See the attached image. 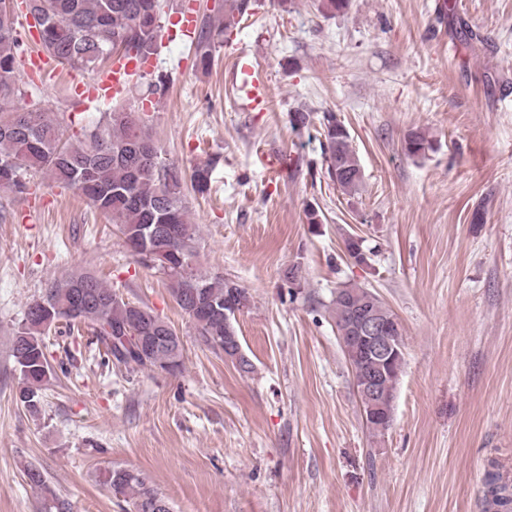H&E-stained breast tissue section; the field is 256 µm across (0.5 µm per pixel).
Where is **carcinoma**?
Here are the masks:
<instances>
[{"label":"carcinoma","mask_w":512,"mask_h":512,"mask_svg":"<svg viewBox=\"0 0 512 512\" xmlns=\"http://www.w3.org/2000/svg\"><path fill=\"white\" fill-rule=\"evenodd\" d=\"M0 0V99L22 94L13 80L21 66L22 49L16 36L18 10ZM34 20L41 50L52 60L83 69L103 58L134 60L143 64L157 51L163 0H22ZM258 7L257 0H224V20L206 16L194 37L196 58L202 67L211 63L215 37L231 31ZM324 138L326 172L336 189L354 196L362 170L350 134L334 112L319 119ZM431 148L425 133L410 132L405 153L418 157ZM44 174L52 181L78 190L104 214L123 241L144 234L156 224H174L178 237L157 233L144 238V248L167 279L177 306L195 324L200 341L224 351V300L234 294L248 297L246 289L222 275H207L196 266L197 225L190 222L184 204V186H208L209 171L196 167L186 172L162 159V149L137 112L113 109L106 119L67 138L56 118L32 104L0 112V187L16 193L27 189L26 176ZM370 289L357 284L336 288L330 311L336 326L348 308L364 303ZM64 333L86 330L105 354L133 370H165L170 352L159 349L142 356L120 349L122 336H174L175 330L151 310L132 304L90 273L51 282L45 294L28 305L21 328L13 337L12 353L23 381L19 400L30 412L40 410L43 390L52 378L45 335L59 326ZM97 482L118 487L127 512H154L161 496L138 471L106 467ZM489 492L502 507L512 503L507 486L488 474Z\"/></svg>","instance_id":"1"}]
</instances>
